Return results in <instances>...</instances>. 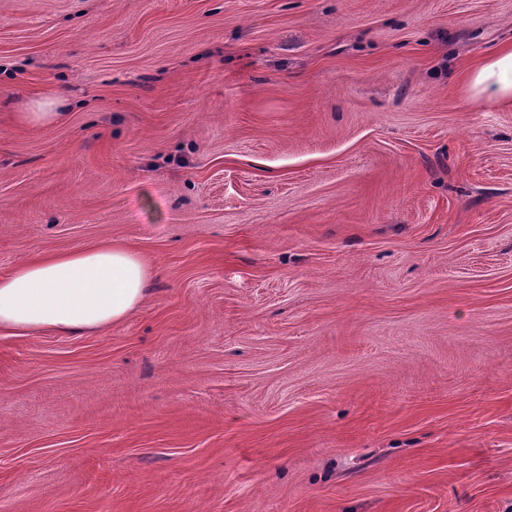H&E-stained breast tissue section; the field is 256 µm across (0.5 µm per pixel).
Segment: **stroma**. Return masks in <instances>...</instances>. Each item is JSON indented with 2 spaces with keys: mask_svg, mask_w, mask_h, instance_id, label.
<instances>
[{
  "mask_svg": "<svg viewBox=\"0 0 512 512\" xmlns=\"http://www.w3.org/2000/svg\"><path fill=\"white\" fill-rule=\"evenodd\" d=\"M511 41L512 0H0V272L155 271L0 335V512H512V104L465 85ZM61 101L54 97H48L37 100L33 103L34 112L20 113V119L23 123H47L60 119L63 112H55ZM150 268L102 244L27 259L0 274V333L85 336L125 322L147 300Z\"/></svg>",
  "mask_w": 512,
  "mask_h": 512,
  "instance_id": "stroma-1",
  "label": "stroma"
}]
</instances>
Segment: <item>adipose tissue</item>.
Returning a JSON list of instances; mask_svg holds the SVG:
<instances>
[{"label": "adipose tissue", "mask_w": 512, "mask_h": 512, "mask_svg": "<svg viewBox=\"0 0 512 512\" xmlns=\"http://www.w3.org/2000/svg\"><path fill=\"white\" fill-rule=\"evenodd\" d=\"M471 96L512 102V42L471 70ZM150 268L133 248L102 244L27 259L0 274V333L84 336L125 322L147 300Z\"/></svg>", "instance_id": "ef3b65f1"}]
</instances>
